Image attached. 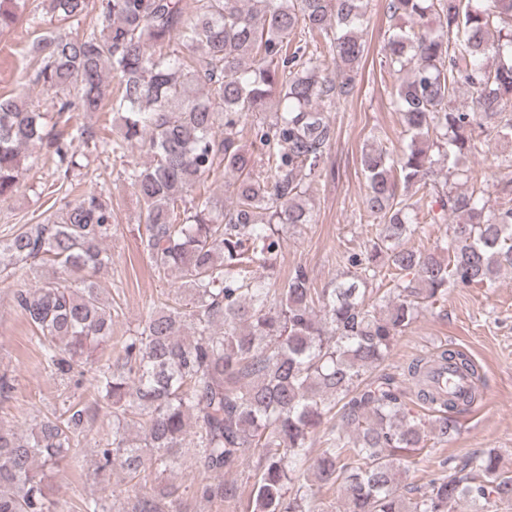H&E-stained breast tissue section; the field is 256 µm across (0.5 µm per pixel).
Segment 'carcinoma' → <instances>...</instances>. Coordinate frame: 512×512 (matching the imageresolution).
I'll use <instances>...</instances> for the list:
<instances>
[{"label": "carcinoma", "instance_id": "1", "mask_svg": "<svg viewBox=\"0 0 512 512\" xmlns=\"http://www.w3.org/2000/svg\"><path fill=\"white\" fill-rule=\"evenodd\" d=\"M89 2L48 0V7L66 22ZM196 2L188 15L181 0H100L97 24L83 35L56 32L30 45L32 83L55 93L58 121L107 107L121 121L116 139L81 125L63 139L47 130L48 113L28 92L0 97V201L16 192L30 145L56 156L65 181L77 165L74 143L123 158L135 141L150 155L123 169L142 204L141 251L155 272H177L188 290L185 307L153 310L138 335L96 366L94 405L112 411L98 470L166 472L190 443L195 494L206 502L238 499L240 488L224 475L258 455L249 512H322L312 484L340 480L344 512H487L512 503V472L490 452L445 460L419 496L399 493L396 456L421 449L430 435L448 439L456 416L481 396L484 380L466 352L445 347L400 373L367 379L422 305L450 286L488 287L512 268V206L436 186L445 168L460 175L476 148L475 128L512 143V0H386L390 19L416 28H393L383 46L389 72L401 76L392 108L409 142L398 152L363 153L365 208L379 218L375 240L346 256L357 280L318 290L296 266L280 292L267 273L281 256L283 227L312 223L305 196L334 138L329 113L353 94L367 51L364 0ZM24 12L26 0H0V34ZM296 30L304 37L294 43ZM317 37L329 42L334 68L309 49ZM175 38L171 51H149ZM108 70L119 78L115 95L106 94ZM460 91L470 106L455 105ZM249 115L262 147L257 158L240 142ZM221 167L234 174L224 185L233 202L223 209L201 190ZM399 182L432 197L429 223L450 224L436 251L400 247L419 224L396 194ZM112 220L111 201L87 193L65 204L59 220L0 239V275L55 268L14 298L47 366L62 376L112 336L122 313L95 280L112 265L104 249ZM384 260L394 287L373 297L368 285ZM187 325L190 340L182 337ZM439 363L465 375L464 394L429 387ZM410 395L439 416L427 423L412 414ZM329 416L338 423L314 454L309 435ZM90 418L91 405L73 400L42 415L26 437L0 426V512H61L50 481L76 462ZM174 494L163 486L131 512H161V499L180 512Z\"/></svg>", "mask_w": 512, "mask_h": 512}]
</instances>
